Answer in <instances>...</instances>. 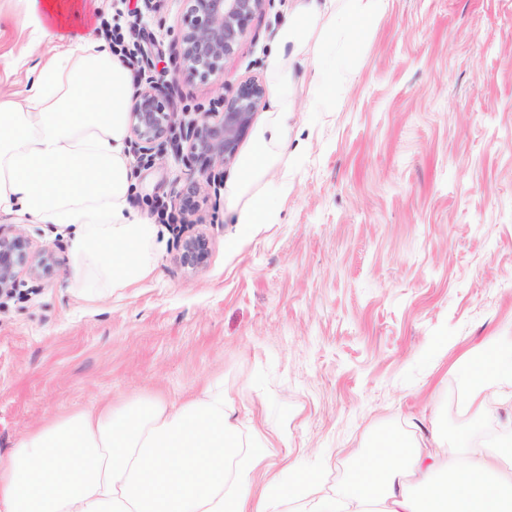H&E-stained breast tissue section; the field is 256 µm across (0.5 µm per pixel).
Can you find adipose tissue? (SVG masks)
Wrapping results in <instances>:
<instances>
[{"mask_svg":"<svg viewBox=\"0 0 512 512\" xmlns=\"http://www.w3.org/2000/svg\"><path fill=\"white\" fill-rule=\"evenodd\" d=\"M23 25L62 44L43 59L22 97L0 93V211L67 231L72 281L83 295L125 288L150 275L165 250L160 227L134 213L136 175L126 152L134 87L111 46L92 30L68 31L71 0H26ZM387 0H298L266 60L272 105L227 187L241 224L272 223L288 185V72L321 30L353 46ZM488 341L460 364L466 408L481 416L490 396L512 391V365ZM491 451L461 438L423 445L382 433L337 496L315 479L280 494L257 486L267 441L243 439L224 385L172 401L99 404L46 421L0 456V512H512V432Z\"/></svg>","mask_w":512,"mask_h":512,"instance_id":"ef3b65f1","label":"adipose tissue"}]
</instances>
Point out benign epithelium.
I'll list each match as a JSON object with an SVG mask.
<instances>
[{
  "instance_id": "benign-epithelium-1",
  "label": "benign epithelium",
  "mask_w": 512,
  "mask_h": 512,
  "mask_svg": "<svg viewBox=\"0 0 512 512\" xmlns=\"http://www.w3.org/2000/svg\"><path fill=\"white\" fill-rule=\"evenodd\" d=\"M189 8L181 35L180 56L192 75L224 89V59L232 55L246 37L250 22L270 0H187ZM267 93L256 81H245L223 98L224 111L205 112L185 121L174 111L163 93L160 79L150 78L135 95L130 109L133 147L151 159L167 156L166 140L175 135L187 144L189 153L203 159L205 168L234 161L239 143L249 130L255 111ZM206 184L195 182L178 195L182 214L194 215L207 193ZM209 255L204 233L186 237L178 254L184 267L198 269ZM56 265L48 249H35L21 229L0 226V294L16 288L19 275L42 278Z\"/></svg>"
}]
</instances>
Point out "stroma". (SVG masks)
Listing matches in <instances>:
<instances>
[{"label": "stroma", "mask_w": 512, "mask_h": 512, "mask_svg": "<svg viewBox=\"0 0 512 512\" xmlns=\"http://www.w3.org/2000/svg\"><path fill=\"white\" fill-rule=\"evenodd\" d=\"M75 26L135 29L156 46L155 72L183 119L221 111V94L255 79L294 0H271L224 61V88L175 68L184 0H84ZM26 0H0V86L19 94L42 57L20 24ZM332 105L288 118V194L272 224L242 229L224 189H209L196 231L209 239L197 270L182 240L154 271L100 300L71 288L62 228L22 224L58 263L0 299V454L30 429L81 407L224 382L244 434L278 443L281 484L315 476L344 488L380 433L406 439L512 425V398L489 419L458 405L456 362L512 337V0H388L359 45L328 75ZM133 211L177 212L178 192L203 180L195 160L134 159Z\"/></svg>", "instance_id": "35a3bbf8"}]
</instances>
